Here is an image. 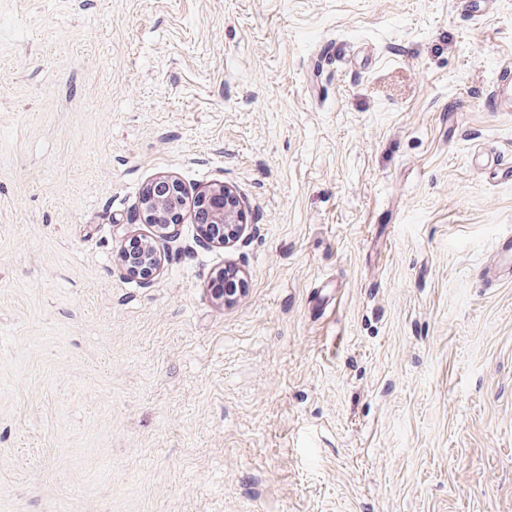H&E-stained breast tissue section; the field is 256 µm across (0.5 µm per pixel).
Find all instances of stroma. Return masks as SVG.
Here are the masks:
<instances>
[{"mask_svg":"<svg viewBox=\"0 0 512 512\" xmlns=\"http://www.w3.org/2000/svg\"><path fill=\"white\" fill-rule=\"evenodd\" d=\"M510 60L512 0H0V512H512ZM186 197L182 184L172 177H156L142 193L139 218L154 228L155 237L171 236L185 219ZM193 211L201 237L208 243L226 247L236 242L247 226L235 191L222 183L200 191L194 198ZM121 261L132 276L149 284L160 266L161 257L150 240L134 236L123 246ZM241 279L237 272L224 271V289L212 288V299L224 306L232 305L244 291Z\"/></svg>","mask_w":512,"mask_h":512,"instance_id":"obj_1","label":"stroma"}]
</instances>
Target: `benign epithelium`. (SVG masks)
Returning <instances> with one entry per match:
<instances>
[{
  "instance_id": "benign-epithelium-1",
  "label": "benign epithelium",
  "mask_w": 512,
  "mask_h": 512,
  "mask_svg": "<svg viewBox=\"0 0 512 512\" xmlns=\"http://www.w3.org/2000/svg\"><path fill=\"white\" fill-rule=\"evenodd\" d=\"M186 197L182 184L169 176L156 177L142 193L139 218L154 228L155 236L174 234L185 219ZM194 217L201 237L208 243L228 246L244 233V214L235 191L216 183L200 191L193 202ZM126 270L141 283H150L161 263L155 246L146 238L134 236L121 250ZM238 273L224 272V288L212 289V299L229 306L243 293Z\"/></svg>"
}]
</instances>
